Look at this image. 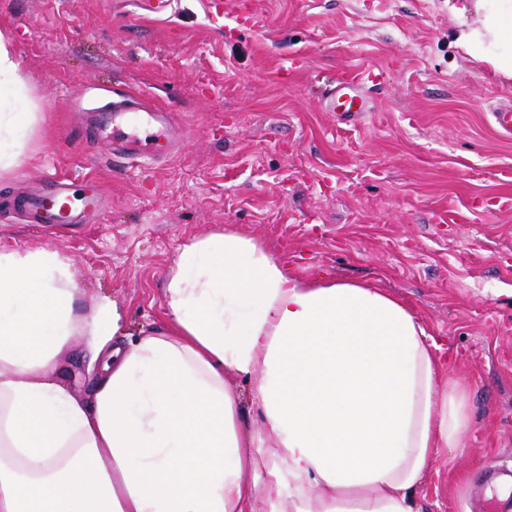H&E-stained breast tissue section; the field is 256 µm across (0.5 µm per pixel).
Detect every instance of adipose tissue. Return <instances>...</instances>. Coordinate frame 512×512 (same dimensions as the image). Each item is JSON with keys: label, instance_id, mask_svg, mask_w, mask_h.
<instances>
[{"label": "adipose tissue", "instance_id": "adipose-tissue-1", "mask_svg": "<svg viewBox=\"0 0 512 512\" xmlns=\"http://www.w3.org/2000/svg\"><path fill=\"white\" fill-rule=\"evenodd\" d=\"M473 4L483 27L458 41L512 76V0ZM34 118L0 108L1 172ZM184 256L163 329L124 346L117 304L77 318L64 262L0 253V512H415L470 417L460 383L437 393L435 346L407 304L302 280L230 227ZM79 332L106 357L88 399L60 383ZM229 373L262 411L248 441Z\"/></svg>", "mask_w": 512, "mask_h": 512}]
</instances>
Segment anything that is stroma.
<instances>
[{"mask_svg":"<svg viewBox=\"0 0 512 512\" xmlns=\"http://www.w3.org/2000/svg\"><path fill=\"white\" fill-rule=\"evenodd\" d=\"M448 0H0V38L39 105L0 174V251L70 264L74 312L113 301L135 341L163 325L165 288L193 239L232 225L302 279L378 285L403 299L467 389L465 453L442 452L419 512H512L491 497L512 468V139L489 109L512 78L456 42ZM294 59L282 72L283 59ZM375 71L367 111H324L315 75ZM169 112L171 158L113 166L85 139L113 94ZM103 189L79 224H33L16 197L51 175ZM64 375L87 396L88 339Z\"/></svg>","mask_w":512,"mask_h":512,"instance_id":"35a3bbf8","label":"stroma"}]
</instances>
